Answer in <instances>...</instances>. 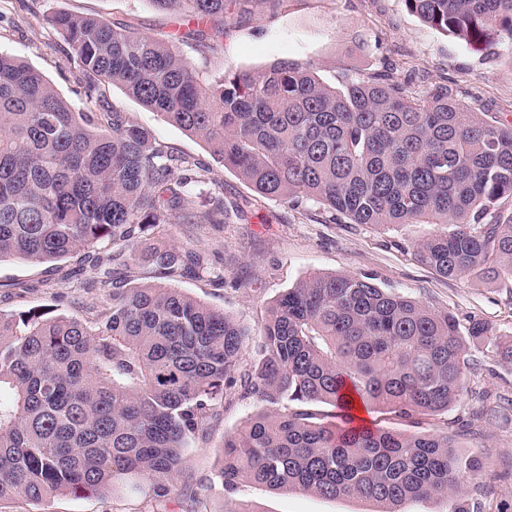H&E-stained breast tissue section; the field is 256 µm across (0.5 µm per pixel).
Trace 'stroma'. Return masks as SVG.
I'll use <instances>...</instances> for the list:
<instances>
[{
    "label": "stroma",
    "instance_id": "stroma-1",
    "mask_svg": "<svg viewBox=\"0 0 512 512\" xmlns=\"http://www.w3.org/2000/svg\"><path fill=\"white\" fill-rule=\"evenodd\" d=\"M94 14L147 35H180L181 16L156 10L149 0H0V53L38 69L75 109L88 105L78 83L76 60L48 19L56 12ZM223 48L209 59L194 50L186 55L206 63L209 74L232 68L261 72L281 60L313 64L326 83L338 74L388 70L405 82L409 93L426 94L435 84L461 90L473 111L512 123V55L479 51L435 30L405 7L403 0H257L250 13H229ZM113 107L148 129L165 150L210 167L194 193L222 196L231 216L225 224H168L134 244L133 278L148 266L150 245L165 242L213 251L210 270L174 279L175 287L210 307L224 310L252 335L242 348L243 363L257 359V331L272 301L310 272L365 274L387 290L452 314L460 327L480 318L512 336V290L472 277L442 278L416 261L413 241L428 235L427 224L377 229L346 220L329 222L313 205L294 207L258 199L246 215L235 214L251 193L234 172L211 156L196 137L165 122L117 86L106 89ZM70 258L55 266H35L19 259L0 262V310L19 313L49 310L95 317L110 306L108 289L87 288L67 273ZM474 361L467 394L448 413L426 418L430 431L455 432L463 453L484 463V472L464 480L463 493L481 512H512V365L482 347H470ZM253 398L218 406L211 430L184 461L178 481L181 497L159 504V512H233L248 504L253 512H375L374 503L353 498L325 499L295 491H272L244 483L225 495L218 477L225 435L240 432L260 411ZM139 496L54 495L37 506L0 502V512H149Z\"/></svg>",
    "mask_w": 512,
    "mask_h": 512
}]
</instances>
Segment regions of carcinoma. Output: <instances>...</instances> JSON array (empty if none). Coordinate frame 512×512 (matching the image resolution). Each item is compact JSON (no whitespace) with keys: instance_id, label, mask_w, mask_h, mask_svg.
<instances>
[{"instance_id":"cac0c4a2","label":"carcinoma","mask_w":512,"mask_h":512,"mask_svg":"<svg viewBox=\"0 0 512 512\" xmlns=\"http://www.w3.org/2000/svg\"><path fill=\"white\" fill-rule=\"evenodd\" d=\"M189 18L178 39L94 15L50 25L77 57L92 107L77 112L28 63L0 54V261L47 265L83 254L88 288L112 287L101 319L0 312V502L63 493L178 492L192 444L216 406L265 408L224 437V492L243 483L400 512L409 500L458 498L477 461L457 434L354 426L353 402L411 426L467 392V344L512 364V336L455 318L357 274L312 272L278 296L260 329V359L240 358L245 327L181 289L110 280L125 251L165 224H223L224 201L197 200L209 167L161 148L113 108L116 85L201 140L258 196L310 201L329 217L390 227L433 224L413 244L443 278L512 282V124L489 122L438 85L410 96L388 70L343 71L324 83L289 60L207 76L184 56L222 46L226 14L254 0H150ZM431 27L512 55V0H403ZM184 171L177 177L175 171ZM211 253L156 249L152 272L196 275ZM337 410L333 423L313 407Z\"/></svg>"}]
</instances>
